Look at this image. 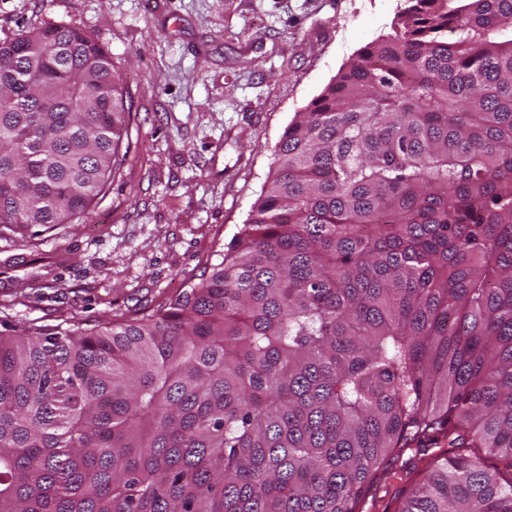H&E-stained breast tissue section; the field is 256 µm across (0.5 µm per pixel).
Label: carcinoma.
I'll use <instances>...</instances> for the list:
<instances>
[{
    "label": "carcinoma",
    "mask_w": 512,
    "mask_h": 512,
    "mask_svg": "<svg viewBox=\"0 0 512 512\" xmlns=\"http://www.w3.org/2000/svg\"><path fill=\"white\" fill-rule=\"evenodd\" d=\"M414 2L295 114L209 274L0 334V512H359L444 445L399 512H512V0ZM128 116L81 30L0 41V224L83 215Z\"/></svg>",
    "instance_id": "cac0c4a2"
}]
</instances>
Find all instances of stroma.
<instances>
[{
    "label": "stroma",
    "instance_id": "stroma-1",
    "mask_svg": "<svg viewBox=\"0 0 512 512\" xmlns=\"http://www.w3.org/2000/svg\"><path fill=\"white\" fill-rule=\"evenodd\" d=\"M406 0H0V40L68 24L107 51L128 152L85 216L0 224V331L153 309L219 263L295 113Z\"/></svg>",
    "mask_w": 512,
    "mask_h": 512
}]
</instances>
